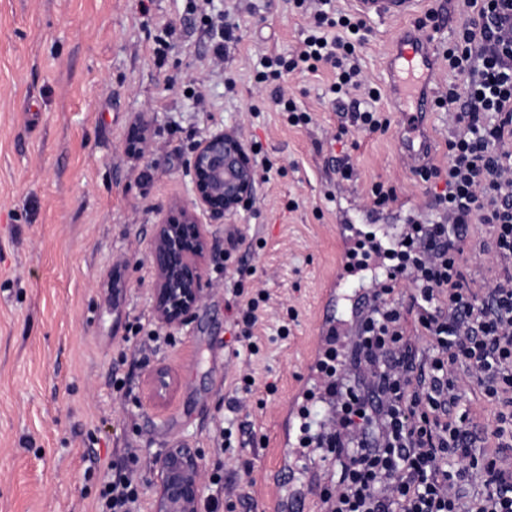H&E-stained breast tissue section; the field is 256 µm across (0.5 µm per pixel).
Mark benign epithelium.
<instances>
[{
  "instance_id": "obj_1",
  "label": "benign epithelium",
  "mask_w": 512,
  "mask_h": 512,
  "mask_svg": "<svg viewBox=\"0 0 512 512\" xmlns=\"http://www.w3.org/2000/svg\"><path fill=\"white\" fill-rule=\"evenodd\" d=\"M193 206L173 204L152 242L149 260L155 272L153 312L159 323L182 326L203 303L209 284L205 266L212 251L201 216L235 214L254 196L257 174L242 138L233 131L211 133L190 161ZM205 472L200 453L175 443L160 453L151 483L153 512H200Z\"/></svg>"
}]
</instances>
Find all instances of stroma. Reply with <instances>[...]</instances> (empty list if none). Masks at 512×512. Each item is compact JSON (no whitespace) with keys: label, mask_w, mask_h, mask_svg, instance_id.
<instances>
[{"label":"stroma","mask_w":512,"mask_h":512,"mask_svg":"<svg viewBox=\"0 0 512 512\" xmlns=\"http://www.w3.org/2000/svg\"><path fill=\"white\" fill-rule=\"evenodd\" d=\"M234 28L214 59L189 0H0V512H96L98 474L142 460L139 512H153L158 452L176 441L211 465L216 429L239 365L230 285L269 295L255 327L263 344L257 385L242 419L250 445L226 453L241 479L234 512H268L287 493L280 423L298 388L320 315V290L336 270L342 215L364 224L374 182L432 213L428 183L398 156L396 128L339 134L332 69L291 74L282 85L255 74L269 56L291 57L311 21L295 0H214ZM427 31L445 48L463 22L457 0H423ZM182 38L158 62L155 38ZM357 62L389 108L383 58L414 19L367 17ZM195 85L204 97L187 95ZM312 117L293 127L278 89ZM226 129L270 161L251 204L211 221L209 291L171 344L153 351L129 327H156L148 255L155 224L173 201H193L188 162L198 143ZM145 134L150 149L130 152ZM351 181L332 171L342 156ZM287 326L286 338L276 330ZM168 387L156 399L155 374ZM132 394L114 392L112 375ZM277 385L267 394L265 383Z\"/></svg>","instance_id":"1"}]
</instances>
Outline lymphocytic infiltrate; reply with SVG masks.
<instances>
[{
	"instance_id": "obj_1",
	"label": "lymphocytic infiltrate",
	"mask_w": 512,
	"mask_h": 512,
	"mask_svg": "<svg viewBox=\"0 0 512 512\" xmlns=\"http://www.w3.org/2000/svg\"><path fill=\"white\" fill-rule=\"evenodd\" d=\"M311 33L292 58L266 60L258 82L280 80L306 67H331L330 90L351 96L350 127L387 131L379 94L364 85L351 59L352 29L365 23L326 12L317 0ZM464 20L443 60L456 76L434 99L447 110L448 165H425L423 181L443 180L434 196L436 217H409L405 239L358 241L350 257L374 279L373 304L352 341L353 364L343 347L329 348L320 368L334 398V429L328 446L339 477L323 488L324 512H512V56L496 47L512 41V16L494 15L492 0H462ZM479 224L485 235L468 236ZM498 271L488 287H472L469 253ZM409 290L407 303L393 299L392 282ZM237 341L249 355L266 294L234 289ZM429 350L414 354L412 335ZM481 387L497 405L496 424L486 432L493 450L473 449L478 436L464 396ZM137 457L114 467L101 482L97 512H137Z\"/></svg>"
}]
</instances>
